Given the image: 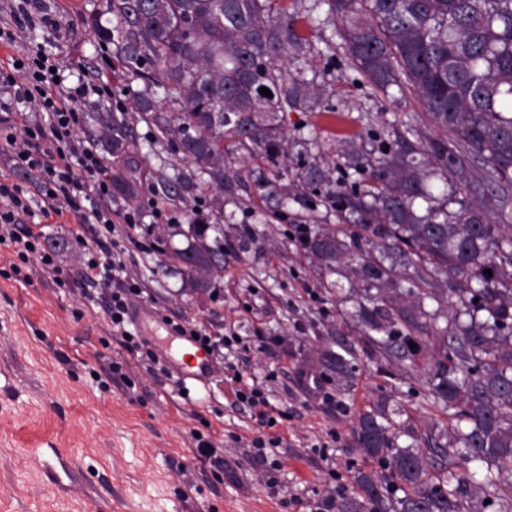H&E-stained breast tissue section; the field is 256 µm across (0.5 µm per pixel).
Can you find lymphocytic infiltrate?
I'll return each instance as SVG.
<instances>
[{
	"label": "lymphocytic infiltrate",
	"instance_id": "1",
	"mask_svg": "<svg viewBox=\"0 0 512 512\" xmlns=\"http://www.w3.org/2000/svg\"><path fill=\"white\" fill-rule=\"evenodd\" d=\"M40 112L43 122L30 121L31 112ZM79 121L76 97L61 93L58 80L45 56L31 62L13 60L0 67V152L11 153L13 165L25 173L26 184L0 180V238L19 241L27 238V251H38L42 268H49L53 255L36 250L44 239L43 230L25 225L31 216L33 195H40L41 218L51 219L72 213L84 214L81 201L91 192L106 195L110 186L106 168L96 150L77 144L74 128ZM86 282L108 292L104 312L126 346L136 347L150 362L158 357L149 343L135 339L128 329L132 298L139 289L131 278L120 249L89 258L83 269Z\"/></svg>",
	"mask_w": 512,
	"mask_h": 512
}]
</instances>
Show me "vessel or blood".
I'll list each match as a JSON object with an SVG mask.
<instances>
[{
	"mask_svg": "<svg viewBox=\"0 0 512 512\" xmlns=\"http://www.w3.org/2000/svg\"><path fill=\"white\" fill-rule=\"evenodd\" d=\"M135 321L145 339L180 379L207 382L211 373V356L203 346L188 336L166 330L160 316L149 308L137 309Z\"/></svg>",
	"mask_w": 512,
	"mask_h": 512,
	"instance_id": "1",
	"label": "vessel or blood"
}]
</instances>
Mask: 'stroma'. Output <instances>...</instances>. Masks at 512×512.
I'll list each match as a JSON object with an SVG mask.
<instances>
[{"mask_svg": "<svg viewBox=\"0 0 512 512\" xmlns=\"http://www.w3.org/2000/svg\"><path fill=\"white\" fill-rule=\"evenodd\" d=\"M278 3L308 42L305 54L289 58V72L315 78L325 95L315 110L281 113L277 163L225 139L242 186L217 213L208 193L186 204L165 188V180L196 168L170 144L153 143L154 126L137 114L143 79L114 64L113 45L93 30L105 0H43L51 24L21 33L14 56L41 46L62 91L89 86L81 113L115 112L128 123L135 148L112 174L123 190L90 193L84 209L132 212L134 223L113 225L111 238L142 290L138 305L234 342L206 385L182 397L157 366L113 338L107 293L83 279L84 261L103 241L100 225L71 214L49 225L59 248L47 272L20 244L0 241V512H301L372 469L352 431L378 398L401 444L412 433L447 434L448 412L430 400L424 372H403L369 350L354 263L321 266L295 242L297 227L308 223L349 241L356 219L324 204L328 182L359 181L356 154L376 157L378 133L424 109L413 95L362 85L344 46L326 49L334 27L324 11L309 14L312 0ZM107 65L112 86L102 90L97 75ZM311 168L322 183L281 207L267 180L278 170L288 182ZM156 200L166 206L159 218ZM201 217L224 226V270L203 292L189 288L176 257ZM345 348L353 373L343 389L323 358ZM111 363L122 365L123 376L107 374ZM238 387L264 393L274 424L236 402ZM198 434L212 440L223 471L198 454ZM258 437L279 441L263 462L252 448Z\"/></svg>", "mask_w": 512, "mask_h": 512, "instance_id": "1", "label": "stroma"}]
</instances>
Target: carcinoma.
Segmentation results:
<instances>
[{
	"label": "carcinoma",
	"mask_w": 512,
	"mask_h": 512,
	"mask_svg": "<svg viewBox=\"0 0 512 512\" xmlns=\"http://www.w3.org/2000/svg\"><path fill=\"white\" fill-rule=\"evenodd\" d=\"M266 2L106 0L115 24H94L125 69L145 78L141 119L207 176L218 210L239 180L224 159V137L263 149L274 164L282 150L277 114L308 109L322 95L313 80L287 75L302 37ZM319 2L371 90L411 93L441 136L410 122L389 131V150L358 169L367 184L330 193L339 211L357 216L359 239L414 269L411 287L361 247L343 251L319 224L303 225L299 243L326 266L359 261L365 287L377 290L366 323L383 334L369 340L411 370L423 357L430 395L455 421L443 446L402 447L382 405L363 413L355 447L381 471L355 475L357 491L337 494L335 512H512V0ZM153 87L171 96L175 113L159 112ZM91 119L112 155L133 147L126 119ZM209 229L190 225L192 241L178 253L201 290L223 269L224 241L208 240ZM438 285L448 288L445 313L429 308L440 302ZM326 366L336 381L350 379L343 355H330ZM432 454L448 471L433 470Z\"/></svg>",
	"instance_id": "obj_1"
}]
</instances>
